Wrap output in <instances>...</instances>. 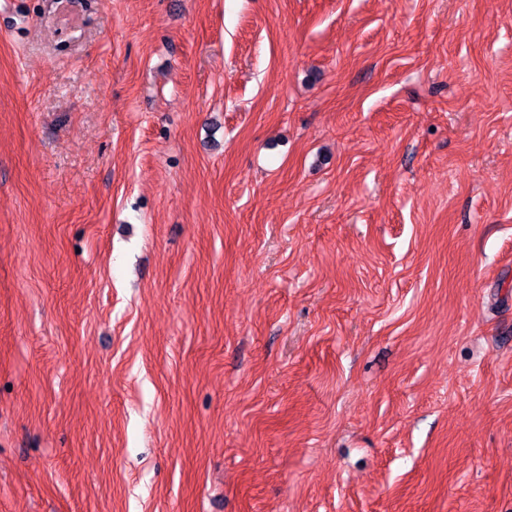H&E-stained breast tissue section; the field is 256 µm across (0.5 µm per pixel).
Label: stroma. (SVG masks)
<instances>
[{
    "instance_id": "stroma-1",
    "label": "stroma",
    "mask_w": 512,
    "mask_h": 512,
    "mask_svg": "<svg viewBox=\"0 0 512 512\" xmlns=\"http://www.w3.org/2000/svg\"><path fill=\"white\" fill-rule=\"evenodd\" d=\"M0 512H512V0H0Z\"/></svg>"
}]
</instances>
